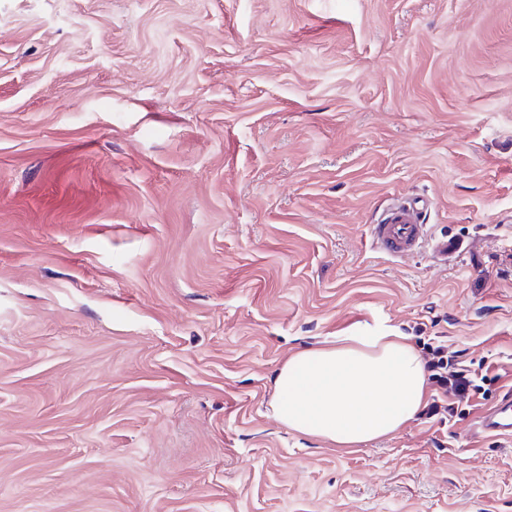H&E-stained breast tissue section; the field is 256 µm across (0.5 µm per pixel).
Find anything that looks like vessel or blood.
<instances>
[{
  "instance_id": "1",
  "label": "vessel or blood",
  "mask_w": 512,
  "mask_h": 512,
  "mask_svg": "<svg viewBox=\"0 0 512 512\" xmlns=\"http://www.w3.org/2000/svg\"><path fill=\"white\" fill-rule=\"evenodd\" d=\"M373 247L384 255L403 258L414 254L425 239L422 207L418 201L398 197L370 227ZM480 433L512 437V389L479 418Z\"/></svg>"
}]
</instances>
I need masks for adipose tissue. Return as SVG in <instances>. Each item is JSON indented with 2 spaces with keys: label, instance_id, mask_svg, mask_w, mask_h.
Returning <instances> with one entry per match:
<instances>
[{
  "label": "adipose tissue",
  "instance_id": "1",
  "mask_svg": "<svg viewBox=\"0 0 512 512\" xmlns=\"http://www.w3.org/2000/svg\"><path fill=\"white\" fill-rule=\"evenodd\" d=\"M425 398L419 354L395 327L378 323L291 356L270 409L292 430L350 448L397 433Z\"/></svg>",
  "mask_w": 512,
  "mask_h": 512
}]
</instances>
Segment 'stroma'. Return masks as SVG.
Instances as JSON below:
<instances>
[{"label":"stroma","instance_id":"35a3bbf8","mask_svg":"<svg viewBox=\"0 0 512 512\" xmlns=\"http://www.w3.org/2000/svg\"><path fill=\"white\" fill-rule=\"evenodd\" d=\"M422 197L455 244L369 227ZM382 321L506 376L353 448L269 412ZM512 0H0V512H512ZM420 201L397 197L370 225L372 246L384 255L403 258L414 254L425 240ZM477 429L482 434L512 437V388L479 417Z\"/></svg>","mask_w":512,"mask_h":512}]
</instances>
